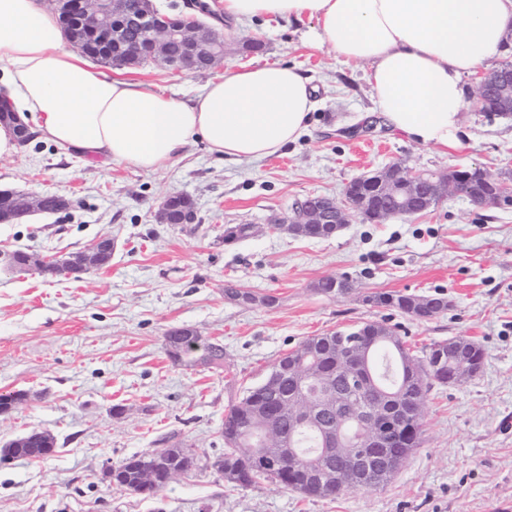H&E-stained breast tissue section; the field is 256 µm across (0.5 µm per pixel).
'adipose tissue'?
I'll use <instances>...</instances> for the list:
<instances>
[{"instance_id":"1","label":"adipose tissue","mask_w":512,"mask_h":512,"mask_svg":"<svg viewBox=\"0 0 512 512\" xmlns=\"http://www.w3.org/2000/svg\"><path fill=\"white\" fill-rule=\"evenodd\" d=\"M226 19L312 22L319 45L365 64L375 108L423 145L459 140L464 76L500 50L512 0H223ZM42 0H0V91L41 137L64 150L144 171L168 167L203 142L252 161L295 143L316 106L297 68L250 63L208 80L189 99L97 70L67 51Z\"/></svg>"}]
</instances>
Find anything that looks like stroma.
<instances>
[{
  "mask_svg": "<svg viewBox=\"0 0 512 512\" xmlns=\"http://www.w3.org/2000/svg\"><path fill=\"white\" fill-rule=\"evenodd\" d=\"M220 0H157L224 37L225 54L202 73L164 64L108 68L187 98L207 80L251 62L294 64L318 89L309 125L281 153L255 162L193 146L169 168L145 172L102 158L86 161L42 138L0 160V190L46 191L70 199L58 214L0 224V252H77L100 237L115 242L109 266L82 278L45 279L0 271V393L26 402L0 415V446L33 431L57 440L44 461L0 464V512H512V208L448 198L423 215L381 224L354 218L329 239L291 237L270 223L308 195L341 196L353 178L399 161L445 172L477 164L512 176V118H490L464 79L465 133L453 147L425 146L378 122L361 66L306 39L309 25L225 20ZM260 42L257 53L244 42ZM197 204L193 224H161L167 196ZM252 236L225 244L224 227ZM345 276L346 298L317 293ZM233 284L274 305L225 297ZM444 294L447 311L416 319L365 305L363 295ZM367 321L395 326L413 353L466 336L485 352L473 379L433 386L423 442L383 487L336 498L308 497L264 480L227 483L214 463L232 400L305 339ZM189 327L223 342V366L180 365L164 336ZM179 442L197 466L146 498L105 481L106 467ZM333 277H335V276H326V277L320 279L317 282V284L315 285V290L319 294L329 297V298H337V297L345 298L353 293L355 288H343L342 279L345 281L346 286H349V285L354 286V284L351 280H349L346 277L339 276L340 278H336L335 288H333V284H334ZM339 289L341 291H339Z\"/></svg>",
  "mask_w": 512,
  "mask_h": 512,
  "instance_id": "obj_1",
  "label": "stroma"
}]
</instances>
